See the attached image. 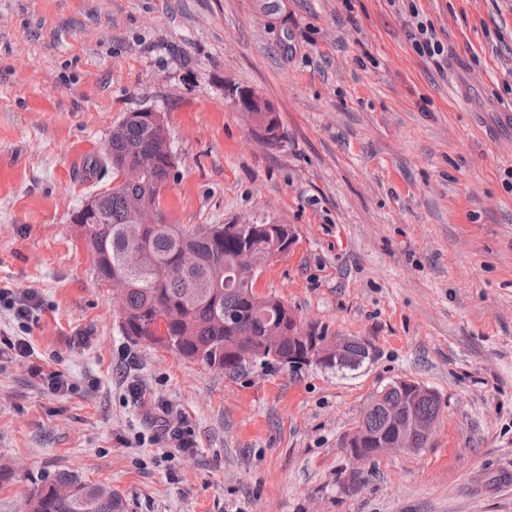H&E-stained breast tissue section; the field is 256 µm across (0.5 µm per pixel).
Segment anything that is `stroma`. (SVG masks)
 <instances>
[{"label": "stroma", "mask_w": 512, "mask_h": 512, "mask_svg": "<svg viewBox=\"0 0 512 512\" xmlns=\"http://www.w3.org/2000/svg\"><path fill=\"white\" fill-rule=\"evenodd\" d=\"M266 2L0 0V285L34 304L22 326L0 306V512L62 471L124 512H512V0ZM414 9L447 59L416 53ZM235 89L275 107L282 147ZM145 107L176 161L166 223L288 225L258 288L367 341L360 369L230 374L124 335L73 215ZM397 379L441 398L433 439L353 467L340 441ZM258 97L257 98H255ZM255 93L243 96L235 95L233 97V105L238 112L245 114L251 120L250 130L253 136L261 143L269 147H281L285 142L283 129L277 125L275 112L273 106L267 100L263 99ZM257 110V111H256ZM263 112L258 117L253 113Z\"/></svg>", "instance_id": "obj_1"}]
</instances>
